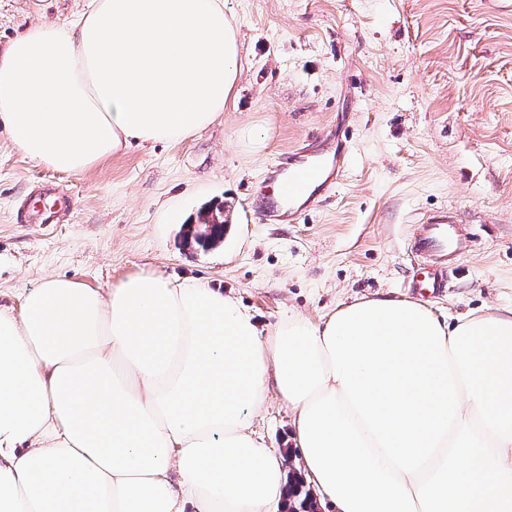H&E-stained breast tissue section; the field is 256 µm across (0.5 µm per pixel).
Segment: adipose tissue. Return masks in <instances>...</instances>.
Wrapping results in <instances>:
<instances>
[{
    "instance_id": "adipose-tissue-1",
    "label": "adipose tissue",
    "mask_w": 512,
    "mask_h": 512,
    "mask_svg": "<svg viewBox=\"0 0 512 512\" xmlns=\"http://www.w3.org/2000/svg\"><path fill=\"white\" fill-rule=\"evenodd\" d=\"M238 60L223 0H88L0 51V128L79 173L210 125ZM271 387L336 512H512V307L446 322L375 297L264 333L161 272L0 305V512H272L286 473L252 428Z\"/></svg>"
}]
</instances>
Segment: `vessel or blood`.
Returning <instances> with one entry per match:
<instances>
[{"mask_svg":"<svg viewBox=\"0 0 512 512\" xmlns=\"http://www.w3.org/2000/svg\"><path fill=\"white\" fill-rule=\"evenodd\" d=\"M345 158V151L340 148L332 165L295 153L288 163L272 166L267 179L276 189L261 199L262 219L274 222L284 212L290 219H297L300 205L317 202L322 190L337 184ZM464 242L455 216L444 212L420 221L412 245L418 262L411 288L422 293L444 292L448 286L449 262L461 253Z\"/></svg>","mask_w":512,"mask_h":512,"instance_id":"1","label":"vessel or blood"}]
</instances>
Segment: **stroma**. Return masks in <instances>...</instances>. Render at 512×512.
Here are the masks:
<instances>
[{
    "label": "stroma",
    "mask_w": 512,
    "mask_h": 512,
    "mask_svg": "<svg viewBox=\"0 0 512 512\" xmlns=\"http://www.w3.org/2000/svg\"><path fill=\"white\" fill-rule=\"evenodd\" d=\"M86 0H0V50L36 22L64 25ZM240 77L207 128L113 154L79 174L36 164L0 136V304L48 276L107 289L148 271L233 291L260 329L293 313L411 299L415 223L452 209L472 238L442 294L445 319L512 305V13L480 0H224ZM264 140L255 146L254 137ZM341 181L298 221L266 224L268 169L308 150ZM53 186L74 196L51 224L19 208ZM224 240L188 247L205 207ZM291 455L290 411L269 392L254 423Z\"/></svg>",
    "instance_id": "stroma-1"
}]
</instances>
